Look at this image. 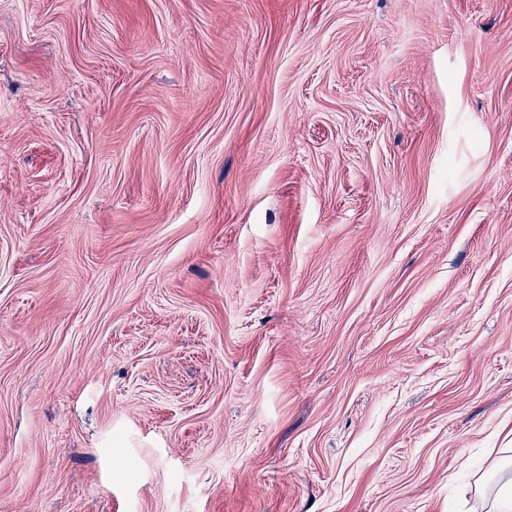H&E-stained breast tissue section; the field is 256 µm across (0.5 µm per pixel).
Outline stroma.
I'll use <instances>...</instances> for the list:
<instances>
[{"label": "stroma", "instance_id": "stroma-1", "mask_svg": "<svg viewBox=\"0 0 512 512\" xmlns=\"http://www.w3.org/2000/svg\"><path fill=\"white\" fill-rule=\"evenodd\" d=\"M497 448L512 0H0V512H474Z\"/></svg>", "mask_w": 512, "mask_h": 512}]
</instances>
